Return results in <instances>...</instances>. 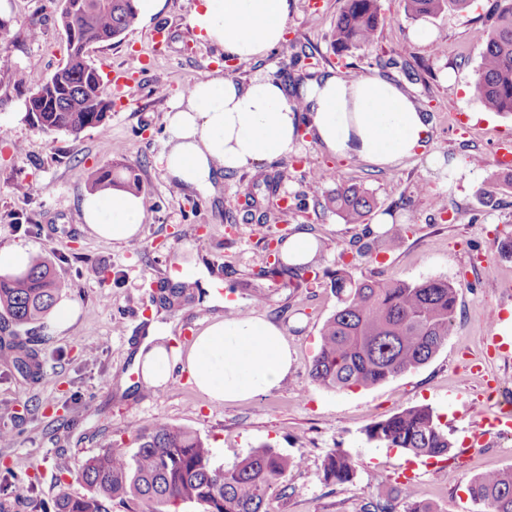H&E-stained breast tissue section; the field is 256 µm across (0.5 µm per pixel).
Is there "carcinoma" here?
Instances as JSON below:
<instances>
[{
	"label": "carcinoma",
	"mask_w": 512,
	"mask_h": 512,
	"mask_svg": "<svg viewBox=\"0 0 512 512\" xmlns=\"http://www.w3.org/2000/svg\"><path fill=\"white\" fill-rule=\"evenodd\" d=\"M487 36L480 54L473 97L495 112L512 114V0H495ZM458 9L469 0H407L414 18L438 13L445 4ZM138 20L134 0H59V23L67 39V61L33 92L27 103L35 108L34 125L44 133L78 136L97 127L112 108L98 71L87 63L89 49L121 39ZM382 23L379 0H346L333 31L338 52L372 47ZM496 175L487 177L476 194L493 200L504 186ZM115 186L134 193L142 190L134 170L121 173L107 165L91 172L89 189ZM375 199L367 190L342 182L325 196V206L347 224H361L373 211ZM311 264L283 261L259 270L273 280L284 272L299 281ZM336 311L320 329V344L310 366L319 386L333 391L370 388L427 363L444 345L454 320L457 286L446 278L404 281L395 278L354 277L342 269L331 279ZM61 282L44 253L32 256L21 272L0 274V319L16 327L42 322L55 306ZM0 349L13 367L33 381L38 356L28 341L10 334L0 338ZM135 447L113 442L101 453L84 459L76 473L86 486L82 496L61 493L53 512H111L112 502L133 506V512H179L194 504L199 512H267L265 501L274 488L302 466L267 443L257 444L234 462L217 465L213 450L196 433L166 422L145 421L126 427ZM367 441L377 447L400 448L417 457L443 458L452 448L439 415L428 406L408 407L365 429ZM356 460L346 451L327 452L323 481L343 485L352 481ZM468 492L489 512H512V467L474 476ZM403 512H438L407 485L395 489ZM392 497L378 489L365 499L359 512H394Z\"/></svg>",
	"instance_id": "cac0c4a2"
}]
</instances>
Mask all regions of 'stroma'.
<instances>
[{
	"instance_id": "obj_1",
	"label": "stroma",
	"mask_w": 512,
	"mask_h": 512,
	"mask_svg": "<svg viewBox=\"0 0 512 512\" xmlns=\"http://www.w3.org/2000/svg\"><path fill=\"white\" fill-rule=\"evenodd\" d=\"M288 2L287 57L274 50L259 61H239L190 26L197 0H163L120 42L90 53L101 76L118 68L138 76L103 125L74 137L41 133L18 116L66 60V36L50 0H0V18L10 22L0 40V250L21 245L47 253L63 285L60 300L78 309L67 328L48 318L24 332L40 352L38 380L0 365V425L15 431L12 444L0 446V512H47L60 493L84 494L75 477L79 462L119 439L127 423L147 420L197 432L220 464L261 442L301 458L286 493L268 500V512H358L372 491L395 488L407 470L438 512H488L471 499L468 480L512 465V438L482 432V415L495 411L496 400L466 408L490 379L512 388V350L494 355L483 341L490 314H512V257L498 250L512 238V188L491 205L475 194L495 172L500 146L512 144V115L486 109L470 92L494 0H471L464 10L418 19L408 15L405 0H380L377 48L342 54L332 40L345 0ZM32 20L41 26L40 39L27 33ZM161 24L166 32L158 40ZM422 27L435 32V41L416 39ZM282 69L294 78L331 70L394 80L432 122L426 152L381 170L320 149L303 128L288 158L221 175L213 192L185 189L168 178L162 163L171 137L166 115L178 94L211 73L246 83ZM17 142L26 146L19 157L12 150ZM114 161L136 169L148 204L138 238L127 244L95 236L81 214L89 172ZM285 166L288 180L269 195L264 179ZM22 181L34 184L30 195L15 192ZM340 181L368 189L376 213L409 225L402 243L374 247L361 258L343 254L348 241L371 244L374 235L371 223L347 224L323 208ZM244 186L252 188V200L241 196ZM439 197L448 208L442 215L434 208ZM276 200L286 203L287 215L259 226ZM300 229L321 245L315 274L301 284L286 274L259 278L268 259L265 235ZM342 267L357 278L442 277L458 284L451 333L427 364L368 389L334 392L311 381L319 331L337 307L330 279ZM204 271L205 287L159 304L161 292L198 280ZM257 288L266 296L260 304L252 298ZM235 310L283 329L293 366L278 388L223 405L177 379L139 388L134 355L148 322L172 325L173 336L193 337L212 316ZM417 405L440 414L454 447H467L466 457L418 458L366 442L368 425ZM334 448L357 459L352 483H323L322 461Z\"/></svg>"
}]
</instances>
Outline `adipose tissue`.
<instances>
[{
    "instance_id": "ef3b65f1",
    "label": "adipose tissue",
    "mask_w": 512,
    "mask_h": 512,
    "mask_svg": "<svg viewBox=\"0 0 512 512\" xmlns=\"http://www.w3.org/2000/svg\"><path fill=\"white\" fill-rule=\"evenodd\" d=\"M288 14V0H198L190 24L227 57L256 61L284 42ZM300 94L317 144L340 157L391 169L418 154L430 137L426 112L401 86L378 75L345 78L328 71L309 78ZM166 120L167 175L208 191L220 170L290 155L299 122L294 99L279 82L258 76L242 84L218 74L181 93ZM81 210L101 238L127 243L140 234L143 201L122 188L86 194ZM168 334V328L149 326L134 356L143 381L158 387L183 369L217 404L267 393L293 362L283 330L252 315L214 317L185 348L167 347Z\"/></svg>"
}]
</instances>
